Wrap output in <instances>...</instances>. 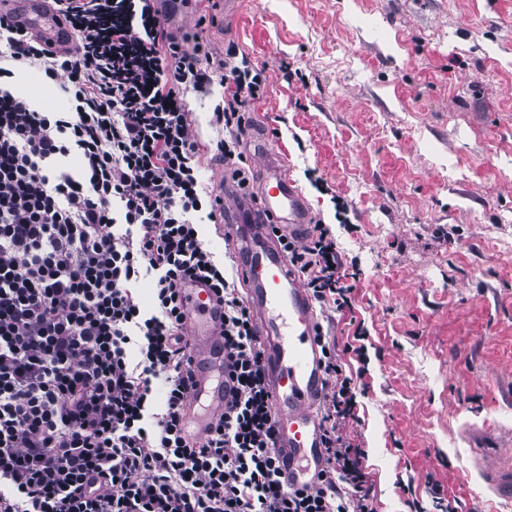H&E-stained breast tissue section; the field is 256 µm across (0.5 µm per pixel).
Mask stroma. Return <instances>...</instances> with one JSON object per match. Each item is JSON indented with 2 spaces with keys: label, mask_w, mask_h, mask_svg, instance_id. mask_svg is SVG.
Here are the masks:
<instances>
[{
  "label": "stroma",
  "mask_w": 512,
  "mask_h": 512,
  "mask_svg": "<svg viewBox=\"0 0 512 512\" xmlns=\"http://www.w3.org/2000/svg\"><path fill=\"white\" fill-rule=\"evenodd\" d=\"M166 29L265 69L251 181L285 165L357 267L351 310L318 319L340 346L365 332L353 430L379 512H512L493 485L512 468V0H190ZM9 87L67 107L39 65ZM186 104L217 190L215 100Z\"/></svg>",
  "instance_id": "obj_1"
}]
</instances>
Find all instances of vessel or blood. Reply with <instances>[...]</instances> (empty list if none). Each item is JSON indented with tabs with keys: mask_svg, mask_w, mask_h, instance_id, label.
<instances>
[{
	"mask_svg": "<svg viewBox=\"0 0 512 512\" xmlns=\"http://www.w3.org/2000/svg\"><path fill=\"white\" fill-rule=\"evenodd\" d=\"M0 17L40 35L45 48L67 45V27L47 0H0ZM286 224L297 231L311 215L303 195L279 164L262 171L257 210L248 224L237 211L224 212L225 230L243 255L239 264L242 290L254 310V325L262 349L267 391L277 421L276 454L282 483L299 488L310 484L326 463L316 410L323 373L319 366L318 325L313 299L290 267L276 239L264 235L261 223ZM184 324L194 384L186 406L190 440H201L210 422L224 408V346L215 331L224 307L199 284L182 288Z\"/></svg>",
	"mask_w": 512,
	"mask_h": 512,
	"instance_id": "obj_1",
	"label": "vessel or blood"
}]
</instances>
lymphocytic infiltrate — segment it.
<instances>
[{
	"mask_svg": "<svg viewBox=\"0 0 512 512\" xmlns=\"http://www.w3.org/2000/svg\"><path fill=\"white\" fill-rule=\"evenodd\" d=\"M51 3L72 41L58 52L0 21V79L42 63L71 104L45 112L0 87V512H378L347 430L359 386L342 356L363 358L362 347L321 333L326 466L313 488L283 485L237 256L217 258L201 229L219 197L200 180L185 96L223 87L218 148L244 192L249 169L236 158L264 71L230 48L219 60L202 43L186 51L158 0ZM73 155L78 169H62ZM277 240L315 302L349 308L354 286L329 225ZM187 279L224 304L218 334L235 382L197 443L182 429Z\"/></svg>",
	"mask_w": 512,
	"mask_h": 512,
	"instance_id": "f902f5d3",
	"label": "lymphocytic infiltrate"
}]
</instances>
